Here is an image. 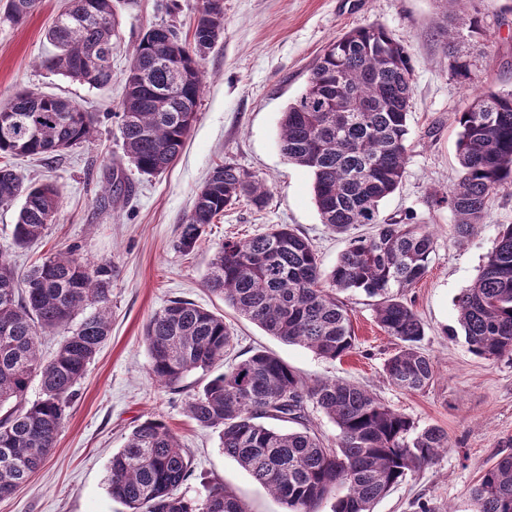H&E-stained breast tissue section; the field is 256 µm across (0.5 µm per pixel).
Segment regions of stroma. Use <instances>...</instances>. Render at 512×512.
<instances>
[{"label": "stroma", "mask_w": 512, "mask_h": 512, "mask_svg": "<svg viewBox=\"0 0 512 512\" xmlns=\"http://www.w3.org/2000/svg\"><path fill=\"white\" fill-rule=\"evenodd\" d=\"M64 2L37 0L23 23L0 21V104L23 88L63 96L97 113V134L45 162L12 158L24 182L55 183L61 198L53 223L26 248L13 243L19 204L0 207V252L21 273L71 246L89 260L111 263V334L79 382L45 465L11 497L0 499V512H126L108 493L110 462L132 429L149 418L165 420L190 457L193 474L181 494L200 498L210 487L223 486L249 512H284L276 498L225 456L218 430L199 427L186 416L185 404L201 390L205 376L190 374L176 390L153 378L144 327L173 299L223 314L234 331L232 359L255 350L273 353L307 381H353L418 427L437 426L447 433V450L408 475L372 512H417L420 500L432 512H475L470 492L479 475L512 454V359L479 358L463 336L448 331L457 325L456 296L477 278L502 226L512 224V187L491 196L485 224L461 244L447 205L431 202L432 192L448 191L459 175L453 114L469 102L466 88L449 72L435 32L439 0H224V34L201 61L204 86L197 119L177 160L158 176L138 173L124 158L115 109L143 33L165 24L176 26L181 38H191L201 0H116L120 40L112 54V81L101 88L38 65L50 49L47 30ZM474 5L496 44L489 57L476 60V86L512 90V0H474ZM373 23L406 47L413 67L409 158L399 189L381 211L396 220L414 214L434 234L428 272L405 292L424 324L420 347L435 367L431 385L415 392L386 380L383 364L394 340L378 325L373 300L365 294L348 299L356 352L331 361L268 335L205 285L209 262L224 240H245L272 224L299 228L325 270L347 248V239L320 221L311 174L283 156L279 126L325 46ZM227 161L266 180V207L257 210L242 201L226 208L193 252H180L179 226L196 193L212 169ZM115 165L131 183L132 194L112 207L101 204L99 194Z\"/></svg>", "instance_id": "35a3bbf8"}]
</instances>
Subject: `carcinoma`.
Segmentation results:
<instances>
[{"label":"carcinoma","instance_id":"1","mask_svg":"<svg viewBox=\"0 0 512 512\" xmlns=\"http://www.w3.org/2000/svg\"><path fill=\"white\" fill-rule=\"evenodd\" d=\"M437 24L451 76L474 82L476 63L461 49L455 25L472 0H443ZM36 0H6L5 19L20 24ZM192 41L173 25L150 27L135 46L120 103L124 156L142 174L156 175L179 156L197 119L203 88L202 53L224 32L223 0H204ZM467 37L480 42L484 19L467 14ZM114 0H67L47 31L55 53L40 65L100 88L112 81V50L119 38ZM413 73L406 48L378 24L353 29L323 49L302 94L280 120L281 151L313 177L321 223L348 238L328 272L311 241L291 224H273L245 241L227 239L209 264L207 287L268 334L330 360L355 350L346 296L362 291L376 299L375 318L397 341L385 361L386 379L408 392L428 387L434 365L419 347L424 325L403 299L427 273L434 237L424 224L381 215V202L399 188L408 160V116ZM462 174L432 203L446 204L459 240L485 223L490 197L512 186V90L483 89L454 113ZM97 118L71 100L21 91L0 106V156L49 160L94 136ZM131 192L110 173L100 201L117 204ZM23 198L13 240L23 247L53 222L59 190L51 182L24 185L13 166L0 163V206ZM263 179L233 162L215 167L180 225L178 247L192 252L206 226L245 199L263 209ZM358 224L374 233L353 236ZM112 265L95 263L75 247L45 257L24 275L0 257V498L11 495L41 468L64 424L75 386L110 332ZM459 329L477 356L512 359V224L469 287L457 296ZM78 327L62 338L54 356L41 357L38 337L76 316ZM143 340L154 378L177 387L195 371L207 382L187 402V417L219 430L224 455L286 506L317 512L335 499L333 512H372V506L408 474L435 461L448 447L437 426L418 428L368 390L339 379L312 385L279 357L256 350L213 373L233 346L224 316L175 299L155 313ZM38 381L41 397L29 403ZM321 410L338 430L329 444L311 426L309 408ZM192 476L176 433L146 419L113 453L108 479L112 498L127 512H247L231 491L214 487L202 499L179 488ZM476 512H512V455L497 459L472 489Z\"/></svg>","mask_w":512,"mask_h":512}]
</instances>
